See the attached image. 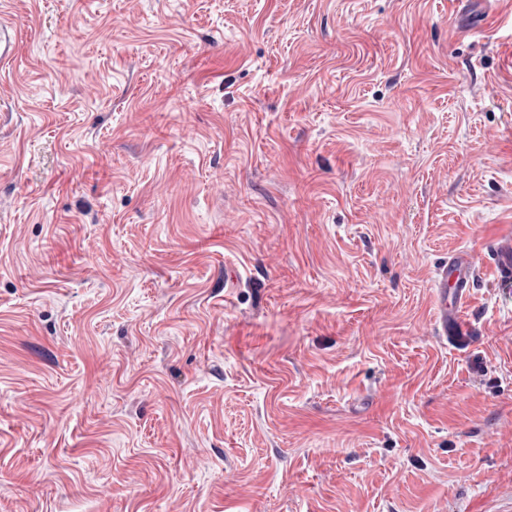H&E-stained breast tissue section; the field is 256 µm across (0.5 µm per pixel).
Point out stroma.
<instances>
[{"mask_svg": "<svg viewBox=\"0 0 512 512\" xmlns=\"http://www.w3.org/2000/svg\"><path fill=\"white\" fill-rule=\"evenodd\" d=\"M4 7L0 512H512V0ZM16 23L0 14V64L1 66L15 58L18 47ZM493 257V268L501 286L512 288V234L487 242ZM476 281V266L468 253H459L435 268L432 288L435 311L429 323V334L439 341L448 336L468 335L461 312Z\"/></svg>", "mask_w": 512, "mask_h": 512, "instance_id": "1", "label": "stroma"}]
</instances>
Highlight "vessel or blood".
Returning <instances> with one entry per match:
<instances>
[{
	"label": "vessel or blood",
	"mask_w": 512,
	"mask_h": 512,
	"mask_svg": "<svg viewBox=\"0 0 512 512\" xmlns=\"http://www.w3.org/2000/svg\"><path fill=\"white\" fill-rule=\"evenodd\" d=\"M18 47V32L12 19L0 14V64L14 59ZM493 268L501 286L512 288V234L488 241ZM476 281L473 257L460 253L436 267L432 288L435 311L429 323V333L439 341L465 335L461 316L463 306Z\"/></svg>",
	"instance_id": "obj_1"
}]
</instances>
